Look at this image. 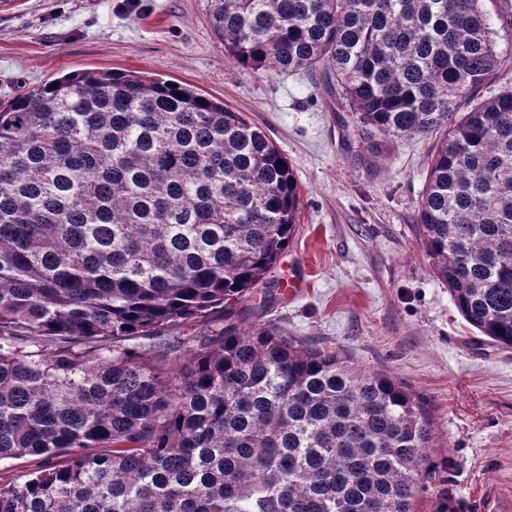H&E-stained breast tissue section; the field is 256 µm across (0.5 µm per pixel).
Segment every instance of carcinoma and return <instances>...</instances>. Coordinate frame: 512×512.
Wrapping results in <instances>:
<instances>
[{"mask_svg":"<svg viewBox=\"0 0 512 512\" xmlns=\"http://www.w3.org/2000/svg\"><path fill=\"white\" fill-rule=\"evenodd\" d=\"M253 70L329 75L361 153L445 132L417 228L465 321L512 347V0H207ZM243 113L85 69L0 102V512H415L425 401L346 351L244 324L300 212ZM190 335L183 328L197 321Z\"/></svg>","mask_w":512,"mask_h":512,"instance_id":"obj_1","label":"carcinoma"}]
</instances>
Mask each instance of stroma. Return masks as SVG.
Listing matches in <instances>:
<instances>
[{"label":"stroma","mask_w":512,"mask_h":512,"mask_svg":"<svg viewBox=\"0 0 512 512\" xmlns=\"http://www.w3.org/2000/svg\"><path fill=\"white\" fill-rule=\"evenodd\" d=\"M145 71L223 100L262 128L291 165L300 222L273 275L298 282L264 320L384 369L426 402L449 461L420 492L437 512L512 505V348L480 336L430 270L415 228L442 133L391 139L369 162L323 70L276 74L231 61L206 0H13L0 6V100L80 69Z\"/></svg>","instance_id":"1"}]
</instances>
